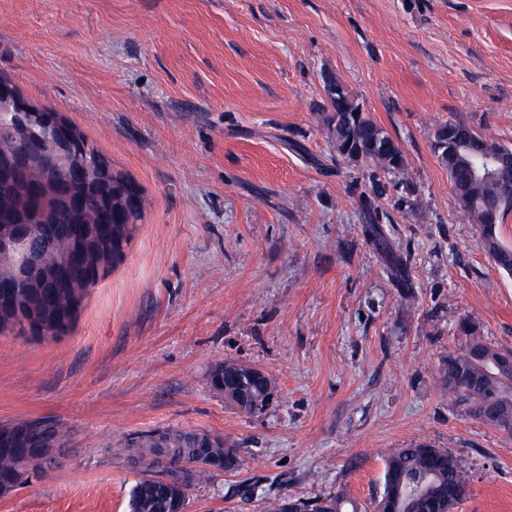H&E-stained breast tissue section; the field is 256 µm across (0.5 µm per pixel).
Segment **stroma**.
Returning <instances> with one entry per match:
<instances>
[{
	"mask_svg": "<svg viewBox=\"0 0 512 512\" xmlns=\"http://www.w3.org/2000/svg\"><path fill=\"white\" fill-rule=\"evenodd\" d=\"M0 77L143 199L71 333L0 334V424L68 433L0 512H128L142 473L120 442L168 427L242 456L189 512L341 490L372 512L388 449L417 443L464 460L455 512H512V435L443 386L460 321L512 351V275L433 150L448 121L512 147V0H0ZM332 79L402 170L337 155ZM228 359L271 379L261 412L210 386Z\"/></svg>",
	"mask_w": 512,
	"mask_h": 512,
	"instance_id": "1",
	"label": "stroma"
}]
</instances>
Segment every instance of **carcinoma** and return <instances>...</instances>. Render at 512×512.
Returning a JSON list of instances; mask_svg holds the SVG:
<instances>
[{
    "instance_id": "obj_1",
    "label": "carcinoma",
    "mask_w": 512,
    "mask_h": 512,
    "mask_svg": "<svg viewBox=\"0 0 512 512\" xmlns=\"http://www.w3.org/2000/svg\"><path fill=\"white\" fill-rule=\"evenodd\" d=\"M332 113L328 118L331 140L336 154L350 161L368 160L383 170L400 171L405 156L395 140L363 111L349 94L331 99ZM74 145L49 149L44 145L31 148L28 137L19 136L0 142L5 151L22 158L20 162L4 164L0 158V277L11 281V287H0V331L12 327L34 336L65 334L74 323L79 309H69L76 294H84L95 286L88 281L87 269L102 267L111 271L123 261V244L128 242L142 218L143 205L129 207V190L138 186L123 172L112 167V161L77 133ZM433 147L448 170V179L461 209L471 222L481 229L484 248L493 250L496 266L512 274V249L503 246L498 237L499 225L512 212V197L494 182H473L464 165L465 153L460 145L470 149L495 150L499 145L486 139L475 129L457 122H445L433 133ZM64 156L66 163L58 161ZM74 167L86 171L85 180L74 184L69 172ZM110 209L118 216L104 231L89 223L91 214ZM61 221L79 226L85 239L84 266L75 273L69 269L70 251L67 240L49 232ZM17 224L27 226L30 238L40 251L50 258V264L32 267L16 279H11L12 262L21 253L12 244V229ZM469 340L457 354L448 357V396L465 407L469 415L512 434V424L495 423L485 416V407L495 402L512 409V352H503L476 336L475 327L468 321L458 325ZM238 378L237 390L247 393L263 409L262 390L245 364L226 360L214 366L209 374L210 385L224 387V373ZM165 444L172 452L156 470L173 476L191 458L188 431L167 428ZM56 438L59 447L66 445V432L55 421L25 420L0 426V478L6 477L19 486L29 474L52 464L48 460L35 466L27 464L22 449L40 447L43 435ZM157 431L129 437L123 450L149 448ZM399 471L405 478L430 480L432 487L453 489L456 499L463 501L469 493V476L461 459L446 448L416 444L408 448H393L387 454L386 471ZM331 512H362L363 505L344 491L326 498ZM189 494L166 493L161 482L143 477L133 486L129 512H186Z\"/></svg>"
}]
</instances>
